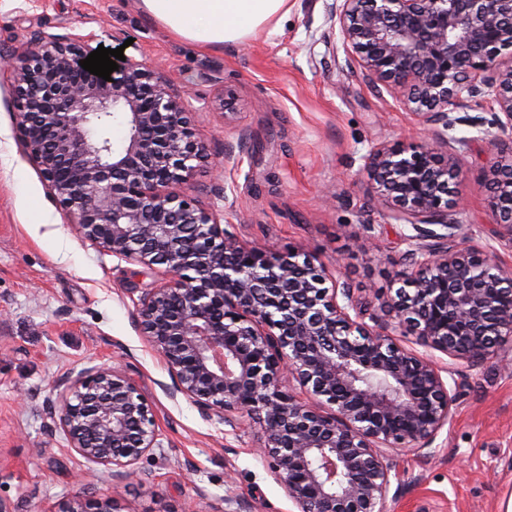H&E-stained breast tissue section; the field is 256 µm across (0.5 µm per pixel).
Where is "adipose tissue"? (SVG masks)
Returning a JSON list of instances; mask_svg holds the SVG:
<instances>
[{
	"mask_svg": "<svg viewBox=\"0 0 512 512\" xmlns=\"http://www.w3.org/2000/svg\"><path fill=\"white\" fill-rule=\"evenodd\" d=\"M147 14L204 46L239 43L288 12V0H142Z\"/></svg>",
	"mask_w": 512,
	"mask_h": 512,
	"instance_id": "ef3b65f1",
	"label": "adipose tissue"
}]
</instances>
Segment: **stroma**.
I'll return each mask as SVG.
<instances>
[{
    "mask_svg": "<svg viewBox=\"0 0 512 512\" xmlns=\"http://www.w3.org/2000/svg\"><path fill=\"white\" fill-rule=\"evenodd\" d=\"M332 5L288 0L287 15L247 41L202 48L151 19L141 0H0V54L43 33L92 31L104 47L157 66L175 93L192 97L188 119L208 150L191 178L199 203L216 206L240 241L314 255L389 323L378 297L411 272L412 228L373 203L365 158L430 139L431 128L363 80ZM220 93L226 110H204ZM15 105L13 79L0 73V504L55 512L89 469L97 490L108 488L111 467L70 448L46 408L67 377L105 366L137 386L160 441L119 488L118 512H294L252 451L258 426L235 432L170 398L171 378L135 326L133 301L157 272L80 237L22 151ZM440 137L459 155L460 222L512 262V239L495 235L482 189L495 162L483 128L458 124ZM454 368L453 420L434 456L392 452L400 481L387 512H505L512 499V349Z\"/></svg>",
    "mask_w": 512,
    "mask_h": 512,
    "instance_id": "35a3bbf8",
    "label": "stroma"
}]
</instances>
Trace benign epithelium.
<instances>
[{"instance_id":"7a95c632","label":"benign epithelium","mask_w":512,"mask_h":512,"mask_svg":"<svg viewBox=\"0 0 512 512\" xmlns=\"http://www.w3.org/2000/svg\"><path fill=\"white\" fill-rule=\"evenodd\" d=\"M331 17L363 78L431 126L487 103L498 154L487 202L512 237V0H335ZM88 34H42L0 58L16 82L15 125L27 158L78 233L121 260L166 278L133 300L136 327L181 395L232 430L248 418L258 451L296 512H384L399 473L386 450L430 456L453 419L455 372L431 356L478 365L512 343V266L469 245L452 184L453 148L424 142L377 148L366 158L373 200L409 221L416 270L380 297L396 321L368 325L354 292L327 284L322 265L249 246L224 233L217 210L197 204L190 177L207 157L189 127L188 96L144 60L128 57L105 81L79 65ZM123 116L116 148L105 133ZM415 337L419 352L397 344ZM297 383L304 397L282 389ZM51 415L69 447L129 466L160 447L152 408L112 368L77 374ZM56 512H116L113 494L84 486Z\"/></svg>"}]
</instances>
